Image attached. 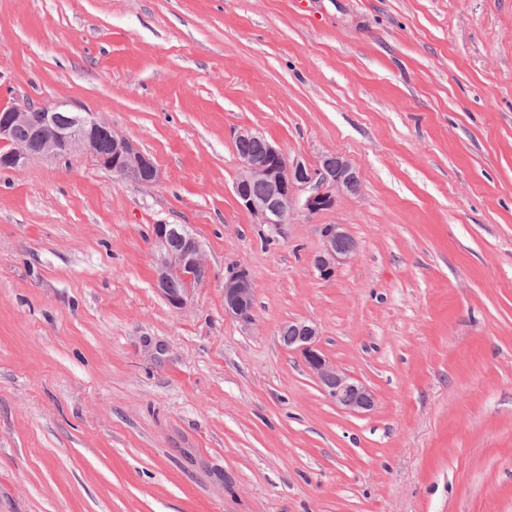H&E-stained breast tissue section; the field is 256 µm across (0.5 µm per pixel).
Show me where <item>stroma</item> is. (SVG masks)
I'll return each instance as SVG.
<instances>
[{
	"instance_id": "obj_1",
	"label": "stroma",
	"mask_w": 512,
	"mask_h": 512,
	"mask_svg": "<svg viewBox=\"0 0 512 512\" xmlns=\"http://www.w3.org/2000/svg\"><path fill=\"white\" fill-rule=\"evenodd\" d=\"M25 100L160 178L80 149L0 170V512H512V0H0V107ZM242 128L349 157L361 194L256 223ZM157 224L202 246L181 310ZM328 224L358 251L324 280ZM291 319L371 412L325 396ZM254 286L249 272L239 268L224 277V311L244 323L253 322ZM282 342L288 350L301 354L326 396L340 409L363 415L375 407V395L361 380L338 368L318 346V327L302 319L289 320L281 327ZM288 336V337H287Z\"/></svg>"
}]
</instances>
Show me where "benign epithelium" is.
<instances>
[{"label":"benign epithelium","instance_id":"1","mask_svg":"<svg viewBox=\"0 0 512 512\" xmlns=\"http://www.w3.org/2000/svg\"><path fill=\"white\" fill-rule=\"evenodd\" d=\"M29 126L32 134L16 139L17 129ZM108 138V152L98 154L93 146L99 137ZM238 140H257L261 151L240 157L241 171L234 182L239 203L258 224H287L295 210L309 215L326 210L340 195L355 196L361 191L359 170L352 160L335 152H326L311 164L303 159L288 160L282 149L263 135L243 129ZM0 169L16 170L34 157H59L62 150L81 148L89 152L105 169L120 179L153 184L160 174L152 159L135 143L98 119L93 112L73 109L65 101L33 105L29 102L0 108ZM177 246H171V241ZM154 241L160 258L157 290L175 309L187 306L195 289L206 277L199 240L183 224H157ZM357 243L342 224L323 228V247L314 257L313 266L323 279L334 276L339 265L351 260ZM180 276L186 288L169 293L168 279ZM254 286L249 272L239 268L224 277V311L244 323L253 322ZM288 334V349L301 354L304 364L314 374L326 396L340 409L363 415L375 407V395L361 380L338 368L318 346V327L306 320L293 319L281 327Z\"/></svg>","mask_w":512,"mask_h":512}]
</instances>
